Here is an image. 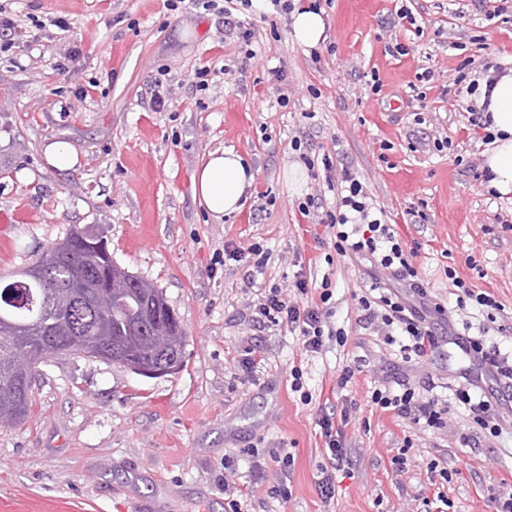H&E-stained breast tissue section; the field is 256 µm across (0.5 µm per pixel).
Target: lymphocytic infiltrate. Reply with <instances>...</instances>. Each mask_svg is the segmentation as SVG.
I'll list each match as a JSON object with an SVG mask.
<instances>
[{"instance_id": "lymphocytic-infiltrate-1", "label": "lymphocytic infiltrate", "mask_w": 512, "mask_h": 512, "mask_svg": "<svg viewBox=\"0 0 512 512\" xmlns=\"http://www.w3.org/2000/svg\"><path fill=\"white\" fill-rule=\"evenodd\" d=\"M255 0H167L169 10H179L191 4L206 11L221 10L236 30L242 45H249L251 28L240 21L241 13H254ZM341 192L332 209H322L315 196H307L298 210L302 216L318 213L332 247L337 255L365 266L370 280L366 292L357 298L360 324L370 326L383 321L386 326L399 329L403 338L401 350L407 362L430 358L438 346V332L433 314L443 313V306H429L427 289L418 277L414 260L419 255V243L405 242L392 225L370 218L366 193L362 183L350 169H343ZM292 293L283 288H266L257 308L259 317L276 326L288 328L300 337L305 352L320 353L326 340L343 341L344 330L330 322L329 307L333 297L331 282L322 279L318 303L302 306L292 301V294L307 295L309 282L303 271H296L291 283ZM372 407L393 414L401 420L428 428H441L447 412L436 397L419 398L414 389L395 391L382 386L373 389L368 398ZM351 421L349 410L321 414L317 425L323 441L325 462L319 468L317 486L322 498L332 499L336 492L337 473H350L355 466L351 451L346 446L345 429Z\"/></svg>"}]
</instances>
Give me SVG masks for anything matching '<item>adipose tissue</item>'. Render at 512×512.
Wrapping results in <instances>:
<instances>
[{
	"mask_svg": "<svg viewBox=\"0 0 512 512\" xmlns=\"http://www.w3.org/2000/svg\"><path fill=\"white\" fill-rule=\"evenodd\" d=\"M496 81L487 76L476 80L474 100L484 108L487 130L492 136L485 151V167L492 178L489 186L498 193H512V60L503 64ZM255 179L252 168L231 149L209 153L192 178V191L214 219L238 211L247 188Z\"/></svg>",
	"mask_w": 512,
	"mask_h": 512,
	"instance_id": "ef3b65f1",
	"label": "adipose tissue"
}]
</instances>
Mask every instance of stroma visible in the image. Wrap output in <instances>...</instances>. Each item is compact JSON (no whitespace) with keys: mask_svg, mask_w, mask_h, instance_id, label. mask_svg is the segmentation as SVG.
<instances>
[{"mask_svg":"<svg viewBox=\"0 0 512 512\" xmlns=\"http://www.w3.org/2000/svg\"><path fill=\"white\" fill-rule=\"evenodd\" d=\"M499 8L503 18L487 19ZM403 9L414 27H380ZM0 14L16 30L14 48L0 52V276L91 225L121 267L163 290L187 334L182 370L165 377L66 354L41 366L32 416L0 427V512H224L228 454L241 512H416L433 460L455 471L447 512H494L492 492L512 491V432L492 436L458 403L431 431L363 404L377 382L406 380L419 394L456 382L467 360L448 343L414 367L385 343V325H357L358 269L325 262L322 227L297 204L309 194L335 204L323 155L351 168L372 217L420 242L415 266L433 297L454 307L448 267L494 292L502 310L486 344L512 358V195L474 179L488 140L471 130L475 102L455 85L458 74L471 82L486 62L512 56V0H322L326 39L314 48L292 41L291 16L255 15L250 59L223 16L172 12L165 0H0ZM56 17L66 27L53 26ZM206 60L223 73L198 93L191 78ZM276 67L282 80L270 74ZM158 76L160 112L148 105ZM297 138L306 154L292 150ZM55 140L75 150L72 170L47 163L43 149ZM224 148L256 177L240 211L216 222L194 198L192 176ZM293 169L305 174L296 190ZM254 242L271 257L251 282L224 246ZM301 258L310 297L331 280V321L347 333L346 344L327 341L313 356L285 327L255 319L258 289L287 287ZM250 344L265 359L248 369ZM357 358L362 373L340 387ZM296 366L313 395L307 405L290 389ZM344 399L360 404L346 428L357 465L338 474L327 501L316 487V421L325 402ZM467 436L474 447H463ZM407 437L415 465L398 474L390 459ZM283 444L294 457L285 501L269 493L270 453Z\"/></svg>","mask_w":512,"mask_h":512,"instance_id":"obj_1","label":"stroma"}]
</instances>
